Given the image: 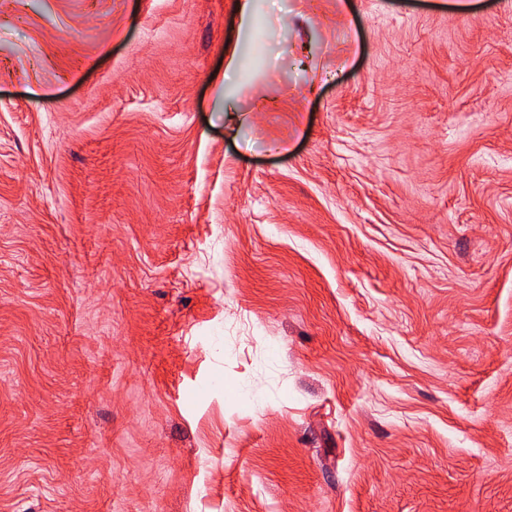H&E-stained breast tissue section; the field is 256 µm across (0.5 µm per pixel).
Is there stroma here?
I'll return each instance as SVG.
<instances>
[{"instance_id": "35a3bbf8", "label": "stroma", "mask_w": 512, "mask_h": 512, "mask_svg": "<svg viewBox=\"0 0 512 512\" xmlns=\"http://www.w3.org/2000/svg\"><path fill=\"white\" fill-rule=\"evenodd\" d=\"M252 11L0 0V512H512V0Z\"/></svg>"}]
</instances>
